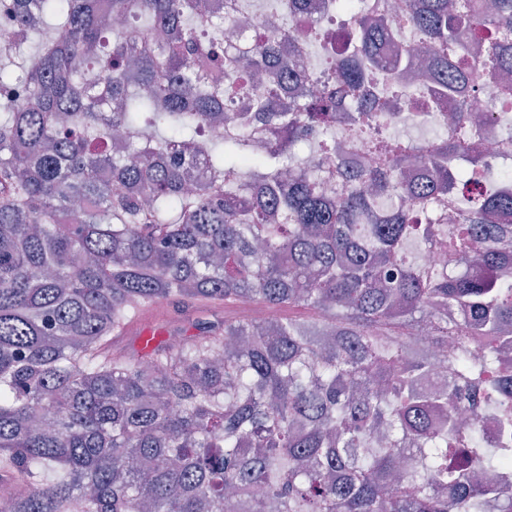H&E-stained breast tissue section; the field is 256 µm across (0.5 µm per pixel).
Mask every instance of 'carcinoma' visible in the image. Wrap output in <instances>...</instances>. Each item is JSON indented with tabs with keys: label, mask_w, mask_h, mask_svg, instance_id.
Masks as SVG:
<instances>
[{
	"label": "carcinoma",
	"mask_w": 512,
	"mask_h": 512,
	"mask_svg": "<svg viewBox=\"0 0 512 512\" xmlns=\"http://www.w3.org/2000/svg\"><path fill=\"white\" fill-rule=\"evenodd\" d=\"M102 2L0 0V499L512 512V224L497 223L512 173L459 168L455 142L476 79L512 61V0H412L341 44L314 27L306 44L336 71L305 100L282 97L308 75L290 29L259 35L241 68L210 0ZM265 2L291 21L306 0ZM408 32L427 68L382 69L383 38ZM432 84L455 97L451 125ZM364 85L432 107L420 182L386 134L415 118L351 104ZM349 105L378 166L355 169L336 139ZM452 186L450 230L433 204ZM246 299L279 320L197 319L176 346L112 350L148 308Z\"/></svg>",
	"instance_id": "obj_1"
}]
</instances>
